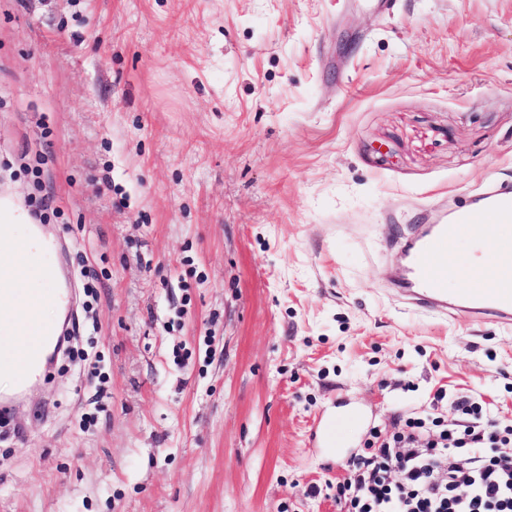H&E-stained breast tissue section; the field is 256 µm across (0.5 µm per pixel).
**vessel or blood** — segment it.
Segmentation results:
<instances>
[{
	"instance_id": "obj_1",
	"label": "vessel or blood",
	"mask_w": 512,
	"mask_h": 512,
	"mask_svg": "<svg viewBox=\"0 0 512 512\" xmlns=\"http://www.w3.org/2000/svg\"><path fill=\"white\" fill-rule=\"evenodd\" d=\"M486 254L490 263L476 267L466 287L448 285L460 244ZM404 262L396 286L412 306L437 318L464 313L512 325V187L490 184L476 202L435 216L432 223L415 226L400 241ZM51 246L39 255L10 249L8 261L23 267L26 276H38L52 267ZM53 288H0V367H8L18 382L35 373L41 346L48 340L36 315L39 305L63 301ZM320 421L315 439L329 462L343 457V445Z\"/></svg>"
}]
</instances>
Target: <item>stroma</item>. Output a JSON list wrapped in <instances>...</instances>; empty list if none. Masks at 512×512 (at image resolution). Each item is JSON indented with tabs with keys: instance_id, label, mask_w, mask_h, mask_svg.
I'll return each instance as SVG.
<instances>
[{
	"instance_id": "35a3bbf8",
	"label": "stroma",
	"mask_w": 512,
	"mask_h": 512,
	"mask_svg": "<svg viewBox=\"0 0 512 512\" xmlns=\"http://www.w3.org/2000/svg\"><path fill=\"white\" fill-rule=\"evenodd\" d=\"M391 2L0 0V172L79 326L0 512H339L320 417L512 419V327L395 302L387 247L512 184V0Z\"/></svg>"
}]
</instances>
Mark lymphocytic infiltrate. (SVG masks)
Wrapping results in <instances>:
<instances>
[{
	"instance_id": "f902f5d3",
	"label": "lymphocytic infiltrate",
	"mask_w": 512,
	"mask_h": 512,
	"mask_svg": "<svg viewBox=\"0 0 512 512\" xmlns=\"http://www.w3.org/2000/svg\"><path fill=\"white\" fill-rule=\"evenodd\" d=\"M454 409L445 425L416 418L389 436L371 428L365 454L336 483L342 512H512V420L468 396Z\"/></svg>"
}]
</instances>
